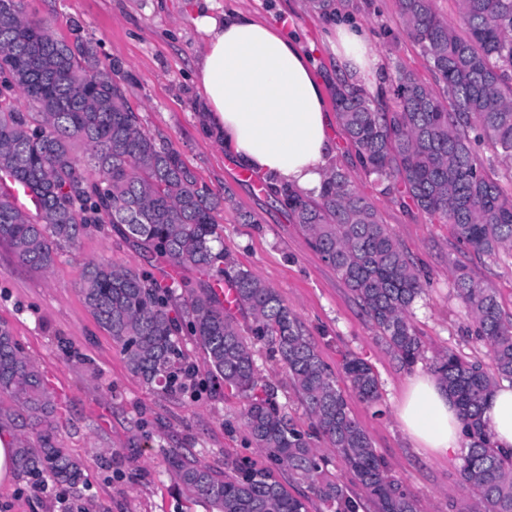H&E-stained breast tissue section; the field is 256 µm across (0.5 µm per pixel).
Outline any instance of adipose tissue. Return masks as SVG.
Wrapping results in <instances>:
<instances>
[{
  "label": "adipose tissue",
  "mask_w": 512,
  "mask_h": 512,
  "mask_svg": "<svg viewBox=\"0 0 512 512\" xmlns=\"http://www.w3.org/2000/svg\"><path fill=\"white\" fill-rule=\"evenodd\" d=\"M193 23L205 35L197 80L206 127L240 163L302 194L318 195L336 160L324 94L309 56L249 13L216 11L191 0ZM341 73L377 72L360 29L336 28L332 46ZM399 423L416 447L445 458L465 447L458 409L435 377H413L398 407ZM483 418L496 448L512 450V386L489 398Z\"/></svg>",
  "instance_id": "ef3b65f1"
}]
</instances>
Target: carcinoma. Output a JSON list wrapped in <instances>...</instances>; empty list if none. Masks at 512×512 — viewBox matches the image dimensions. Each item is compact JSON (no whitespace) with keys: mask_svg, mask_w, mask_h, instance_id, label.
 Wrapping results in <instances>:
<instances>
[{"mask_svg":"<svg viewBox=\"0 0 512 512\" xmlns=\"http://www.w3.org/2000/svg\"><path fill=\"white\" fill-rule=\"evenodd\" d=\"M339 2L309 0V7L331 23ZM457 2L460 30L439 16L433 0H399L405 31L428 57L440 91L399 70L392 105L340 79L333 103L359 164L385 193L406 196L451 225L459 243L493 256L512 247V195L487 173L478 149L487 144L512 160V0ZM71 35L64 38L48 21L26 14L23 0H0V74L9 76L0 87V174L30 187L39 200L29 214L0 192V240L24 265L48 271L60 249L76 247L90 227L107 224L141 253L223 279L229 261L216 216L224 197L200 181L177 150L142 128L115 78L119 62H103L79 23L71 24ZM79 144L89 151L86 165L75 155ZM279 202L351 290L392 359L407 369L423 359L410 314L428 276L348 174L332 170L317 200L284 185ZM455 282L490 360L484 365L448 350L431 361L467 441L460 472L468 500L460 512H512V458L496 451L483 419L499 382H512V318L466 266H456ZM230 283L238 314L204 282L179 284L184 313L175 315L176 287L152 272L111 260L84 266V303L143 384L186 390L196 373L180 346L188 334L203 350L214 383L245 401V441L263 462L245 458L225 472L167 448L165 463L179 485L214 512H308L312 499L324 512H359L368 504L376 512H420L419 500L390 473L349 405L350 395L381 402L373 368L347 354L336 377L276 289L243 268ZM259 343L284 365L310 429L300 427L257 376ZM15 414L19 427L37 430V446L19 443L16 471L35 489L48 481L77 485L84 464L60 444L54 395L1 322L0 418ZM329 452L362 496L350 495L328 469ZM283 472L309 494H291L279 479Z\"/></svg>","mask_w":512,"mask_h":512,"instance_id":"carcinoma-1","label":"carcinoma"}]
</instances>
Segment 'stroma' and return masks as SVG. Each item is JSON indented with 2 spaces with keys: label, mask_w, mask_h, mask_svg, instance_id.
Listing matches in <instances>:
<instances>
[{
  "label": "stroma",
  "mask_w": 512,
  "mask_h": 512,
  "mask_svg": "<svg viewBox=\"0 0 512 512\" xmlns=\"http://www.w3.org/2000/svg\"><path fill=\"white\" fill-rule=\"evenodd\" d=\"M224 10L249 12L294 34L315 61L324 94L336 82V57L328 27L307 0H215ZM29 10L48 19L61 36L72 23L97 47L103 61H119L126 95L143 128L180 152L198 178L224 194L217 215L224 250L238 266L275 288L305 325L321 357L338 366L343 355L365 359L378 375L383 416L350 398V407L389 469L420 500L422 512H458L466 496L461 458H438L416 448L401 429L397 404L413 376L429 373V360L454 350L487 361L485 344L454 283L452 268L466 265L475 280L492 288L505 314L512 315V248L488 257L460 245L451 225L384 192L360 170L340 124H333L336 165L357 193L378 211L401 247L428 274L430 287L413 306L425 359L400 368L376 337L371 321L333 268L312 249L307 235L268 188L241 178L237 160L203 126L194 78L206 38L192 21L188 0H27ZM351 17L368 36L379 72L412 73L429 87L438 80L421 49L407 37L398 0H346ZM111 259L137 269L141 253L103 224L84 236L77 250L60 251L53 269L21 264L0 242V322L7 323L25 354L42 370L62 418L60 441L81 458L84 477L75 488L46 485L33 490L21 476L0 485V512H212L187 496L163 462L167 448H187L207 465L239 457L257 458L246 447L240 415L244 401L208 386L204 353L190 338L181 346L199 365V395L149 390L132 374L118 345L96 324L79 292L85 262ZM256 368L278 386L281 402L302 427L305 413L285 368L257 348Z\"/></svg>",
  "instance_id": "35a3bbf8"
}]
</instances>
